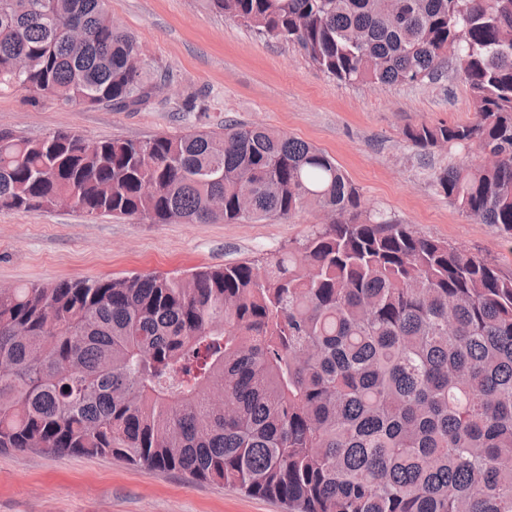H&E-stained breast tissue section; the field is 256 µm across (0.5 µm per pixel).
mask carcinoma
<instances>
[{
  "instance_id": "carcinoma-1",
  "label": "carcinoma",
  "mask_w": 512,
  "mask_h": 512,
  "mask_svg": "<svg viewBox=\"0 0 512 512\" xmlns=\"http://www.w3.org/2000/svg\"><path fill=\"white\" fill-rule=\"evenodd\" d=\"M208 2L350 85L415 82L454 49L475 121L404 135L493 151L434 187L512 240V0ZM106 17L107 0H0V88L150 103L139 43ZM64 198L155 224L306 207L329 222L264 261L0 288V448L111 456L288 512H512V275L363 214L333 158L259 125L99 142L0 130V209Z\"/></svg>"
}]
</instances>
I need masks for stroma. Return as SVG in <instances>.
Wrapping results in <instances>:
<instances>
[{"instance_id":"35a3bbf8","label":"stroma","mask_w":512,"mask_h":512,"mask_svg":"<svg viewBox=\"0 0 512 512\" xmlns=\"http://www.w3.org/2000/svg\"><path fill=\"white\" fill-rule=\"evenodd\" d=\"M109 15L133 33L147 79H170L148 106L129 111L70 107L52 98L0 91V129L38 139L59 129L90 140L142 139L227 121L276 128L313 144L358 188L367 209L495 263L512 274V242L470 221L433 180L463 155L423 150L405 128L474 120L471 94L447 60L439 76L393 86L347 85L316 68L297 46L263 37L211 11L206 0H108ZM197 95L198 107L180 111ZM322 223L312 208L291 219L227 224H154L68 208L0 210V287L184 272L273 256ZM0 512H287L177 472L111 457L0 451Z\"/></svg>"}]
</instances>
